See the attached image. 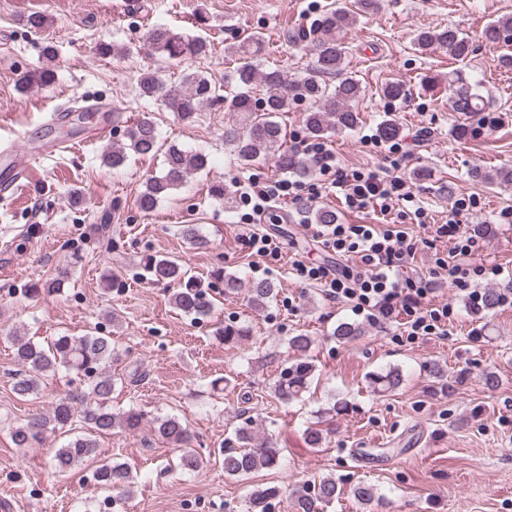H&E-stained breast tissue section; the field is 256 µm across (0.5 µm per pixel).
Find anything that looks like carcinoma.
<instances>
[{
	"mask_svg": "<svg viewBox=\"0 0 512 512\" xmlns=\"http://www.w3.org/2000/svg\"><path fill=\"white\" fill-rule=\"evenodd\" d=\"M378 7L379 0H355L349 7L342 4L329 8L316 26L323 37L316 44L313 60L297 77H288L279 67H259L262 40L251 36L228 47L236 62L226 81L231 87L228 94L221 93V87L198 74L183 76L181 88L175 89L166 86L157 72L146 70L137 80L138 95L162 99L169 111L185 124L193 122L201 108L210 103L221 104L230 112L247 113L245 123L224 126V146L244 165L265 158L268 151L281 142L284 130L278 121L279 115L302 100L316 104L304 118L309 137L318 139L330 131L352 130L360 122V117L350 102L359 97L361 87L355 79L341 76L345 55L343 46L336 41V31L355 25L360 16ZM483 36L491 42L508 41L512 38V16L501 17L487 26ZM415 44L421 49L434 44L443 45L448 48V54L458 61L465 60L472 53L470 40L451 27L421 30L416 35ZM148 48L151 54L162 59L179 61L207 55L209 44L202 36L191 37L166 26H157L149 32ZM328 76L340 77L336 86L326 83ZM54 81L53 69H32L23 75L21 90L48 87ZM258 83L265 87L266 92L256 98L253 90ZM449 89L456 111L484 117L487 100L474 92L461 74H456L451 80ZM124 134L125 142L112 145L105 154L106 163L113 168L123 166L130 153L146 156L160 150L157 124L150 116L127 126ZM400 134L401 128L393 119H386L378 125V135L384 141L395 140ZM208 164L209 158L203 153L189 152L175 143L168 145L164 151L161 175L150 177L139 196L140 209L153 211L162 198ZM275 165L299 178L307 176L310 171L306 161L287 151L276 155ZM149 270L158 282L179 283L186 275L181 264L168 258L152 261ZM502 288L512 292V280L506 281ZM500 289H486L481 297V309L489 311L498 305ZM247 296L250 306L259 310L276 296V292L270 283L259 281L249 286ZM172 302L179 311L196 317L211 312L206 293L195 285L178 289L172 296ZM12 341L15 358L20 365L13 376V390L17 395L27 397L38 393L43 378L62 368L76 374L85 383L82 391L57 400L49 413L33 415L12 428L10 435L16 447L36 448L43 443L48 431L69 429L80 418L86 432L56 449L51 458V465L57 471L66 472L89 460H98L99 435L116 428L129 433L139 431L143 420L140 412L133 409L114 412L106 405L114 387V379L106 371V365L114 354L112 337L101 334L59 336L44 347L16 333ZM311 343L308 336L291 337L290 345L296 356L294 363L282 369L273 382V394L278 399L288 402L307 391L314 371V365L306 356ZM370 380L378 391L393 392L402 385L403 375L399 368L392 367L372 373ZM154 431L158 439L179 451L176 467L187 471L199 468L200 459L192 448L194 435L180 419L158 417ZM219 453L224 474L236 479L245 478L261 468L277 467L283 459L282 449L276 447L271 438L257 439L248 425L234 429L224 440ZM94 478L100 485L121 495L130 493L133 480L129 467L113 460H99ZM337 494L336 481L325 476L296 491L295 512H318V506L332 502ZM279 496L280 490L276 486L255 485L247 494V512H271L272 501Z\"/></svg>",
	"mask_w": 512,
	"mask_h": 512,
	"instance_id": "carcinoma-1",
	"label": "carcinoma"
}]
</instances>
